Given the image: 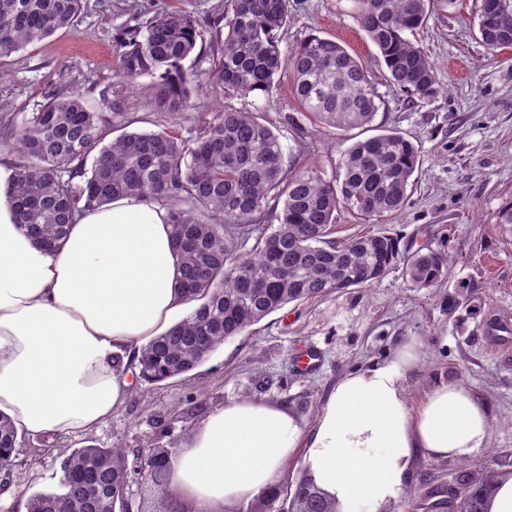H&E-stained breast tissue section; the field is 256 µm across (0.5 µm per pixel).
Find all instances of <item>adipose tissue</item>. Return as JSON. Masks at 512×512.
<instances>
[{
    "instance_id": "ef3b65f1",
    "label": "adipose tissue",
    "mask_w": 512,
    "mask_h": 512,
    "mask_svg": "<svg viewBox=\"0 0 512 512\" xmlns=\"http://www.w3.org/2000/svg\"><path fill=\"white\" fill-rule=\"evenodd\" d=\"M16 169L0 161V413L18 432L63 441L108 420L129 392L140 348L189 304L164 207L118 198L74 212L60 247L17 222ZM415 342L342 376L306 426L251 399L211 412L171 459L169 483L195 512H243L297 458L337 512L400 499L417 455L467 460L487 447L491 417L464 387L433 385L410 406Z\"/></svg>"
}]
</instances>
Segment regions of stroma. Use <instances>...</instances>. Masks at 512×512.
Instances as JSON below:
<instances>
[{
    "instance_id": "stroma-1",
    "label": "stroma",
    "mask_w": 512,
    "mask_h": 512,
    "mask_svg": "<svg viewBox=\"0 0 512 512\" xmlns=\"http://www.w3.org/2000/svg\"><path fill=\"white\" fill-rule=\"evenodd\" d=\"M479 6L480 0H450L414 33L438 80L434 97L419 101L386 82L377 50L354 18L353 0H291L282 49L314 35L335 39L379 83L382 105L372 126L349 132L310 121L286 77L270 99L228 101L209 87L219 45L214 20L224 0H85L74 27L0 61V156L18 164L21 147L5 128L21 126L57 92H79L92 111L109 113L103 93L119 83L126 33L144 30L157 15L186 13L200 32L184 62L200 86L193 108L174 117L155 111L153 77L142 74L124 90L137 129L165 128L188 141L223 107L258 112L279 132L290 170L315 167L327 177L354 141L397 131L420 156L404 209L377 225L339 211L337 235L380 228L397 235L401 248L449 255L436 288L413 287L398 265L369 287L287 305L255 325L252 335L225 341L191 372L140 385L110 419L65 441V448L90 440L131 453L146 446L176 449L211 411L241 399L286 405L308 424L341 376L413 341L417 368L405 381L410 404L418 405L437 382L460 384L492 420L489 444L474 463L494 464L512 451V224L499 221L512 205V49L490 56L475 24ZM463 285L478 306L460 319L442 299ZM301 349L316 355L306 371L296 358ZM61 460L44 451L42 441L23 440L10 468L12 498L0 503V512H14L15 502L32 492L57 489Z\"/></svg>"
}]
</instances>
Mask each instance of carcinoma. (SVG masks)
<instances>
[{"label": "carcinoma", "mask_w": 512, "mask_h": 512, "mask_svg": "<svg viewBox=\"0 0 512 512\" xmlns=\"http://www.w3.org/2000/svg\"><path fill=\"white\" fill-rule=\"evenodd\" d=\"M83 0H0V58L73 26ZM436 0H355V20L375 45L388 80L419 100L436 94L437 77L427 54L408 34L429 19ZM289 0H224V39L211 67L210 86L229 98L273 96L281 75L304 112L340 131L370 126L381 105L377 83L366 65L330 38L314 36L298 47L280 49ZM478 28L488 49L512 47V0H481ZM198 32L190 16L170 12L154 17L144 40L128 33L132 50L122 59L123 79L158 73L152 86L155 110L174 116L190 107L195 77L183 61L196 49ZM116 118L123 91L107 99ZM112 120L85 105L76 93L54 94L14 131L25 161L12 188L18 223L37 243L59 244L69 214L114 197L150 198L166 207L180 248L181 288L196 303L184 319L142 348L129 366L139 381L156 384L182 376L208 359L225 340L247 333L292 302L369 286L403 264L416 288H433L448 265L445 252L401 249L387 231L337 238L336 212L346 208L364 221L402 211L418 168L416 146L395 131L358 140L344 150L336 174L315 169L293 173L285 165L279 134L254 112L226 109L205 125L192 143L162 131H124L105 138ZM80 177L82 182L74 179ZM281 203L272 210L269 200ZM19 445L18 433L0 414V462ZM78 467L97 472L81 487L70 481ZM480 466L456 470L473 485L447 503L448 512H487L493 485L478 481ZM60 490L39 491L29 512H55L75 497V512H129L127 483L139 477L137 461L122 448L95 444L74 448L61 466ZM309 494L296 486L272 489L255 512H331L334 503L309 480ZM146 487L172 496L168 468Z\"/></svg>", "instance_id": "obj_1"}]
</instances>
